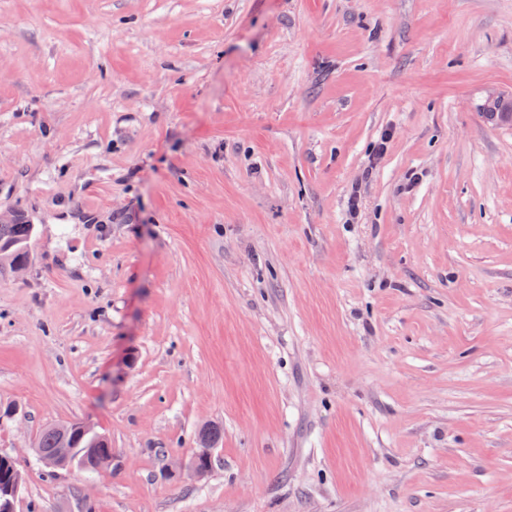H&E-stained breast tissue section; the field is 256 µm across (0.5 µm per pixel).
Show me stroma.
<instances>
[{
  "label": "stroma",
  "mask_w": 512,
  "mask_h": 512,
  "mask_svg": "<svg viewBox=\"0 0 512 512\" xmlns=\"http://www.w3.org/2000/svg\"><path fill=\"white\" fill-rule=\"evenodd\" d=\"M8 210L18 512H512V0H0ZM17 220L16 215L9 220H3L0 215L1 277L12 273L15 264L24 262L29 255V245L34 237V225L24 224L25 222ZM6 244L12 247L8 251H3L2 246ZM55 424L44 426L36 439V447L31 448L32 454L36 459L46 468L50 470L64 469L76 463L81 469L96 471H103L112 463V453L110 455H100L97 448H91L94 445L90 439L79 438L78 445L80 448H75L71 442L70 434L75 433L83 435L99 436L83 422H69L59 425L61 434V446L58 445V434ZM101 439L103 437L99 436ZM51 450L43 452L41 449ZM221 437V429L215 426L209 427L204 435V441L207 447L211 448L212 444L219 440ZM209 448H200L196 457L191 463L192 471L199 477L204 476L210 468L211 463V452Z\"/></svg>",
  "instance_id": "stroma-1"
}]
</instances>
